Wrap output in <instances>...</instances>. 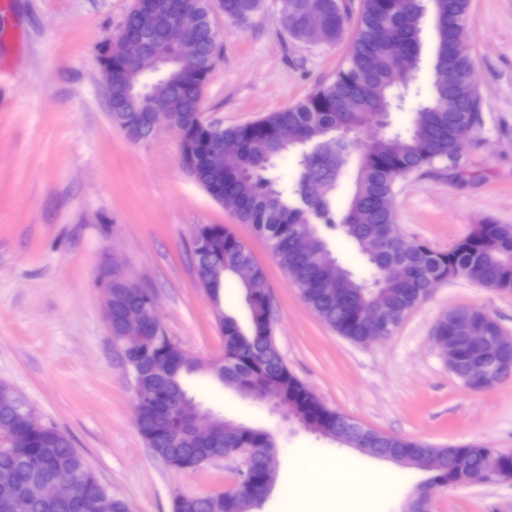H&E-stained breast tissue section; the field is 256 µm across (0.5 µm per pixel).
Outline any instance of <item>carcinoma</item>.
<instances>
[{
  "label": "carcinoma",
  "mask_w": 512,
  "mask_h": 512,
  "mask_svg": "<svg viewBox=\"0 0 512 512\" xmlns=\"http://www.w3.org/2000/svg\"><path fill=\"white\" fill-rule=\"evenodd\" d=\"M224 18L239 24L249 21L260 0H219ZM324 41L333 43L351 20L345 0H322ZM431 9L436 30L432 59V94L415 107L409 129L382 133L365 145L344 138L390 112L397 79L391 70L390 51L399 47L416 69L419 63L420 17ZM468 0H361L358 32L345 64L327 83L303 101L271 112L255 123L204 130L198 115L203 111V87L215 68L220 49L210 19L211 0H138L128 16L124 37L145 43L161 40L178 27L186 29L179 60L165 63L147 78L118 72L112 76V120L134 142L152 139L151 127L141 121L130 123L157 99L171 105L174 120L183 131V159L187 172L207 192L224 199L241 224H250L265 237L289 282L299 290L315 314L337 333L359 343L367 335L360 312L373 306L384 315L400 317L422 300L433 281L448 273L466 277L495 292H512V225L486 223V235L478 240L465 236L448 252H438L415 242L405 251L388 247L365 255L369 277L356 278L336 262L321 229L339 230L363 247L370 235L387 236L396 225L387 200L395 181L437 162H456L463 154L479 121L482 101L467 80L475 59L472 34L467 26ZM283 23L289 35L302 39L308 27L306 0H282ZM453 100L455 110L446 108ZM291 130L295 139L285 144L279 135ZM200 145L217 141L228 163L222 171L207 168L203 151L187 153L188 141ZM297 153L296 174L291 187L278 186L273 162L283 152ZM359 160L353 191L343 212H336V184L350 151ZM201 232L224 238L218 259L195 255L196 266L220 304L224 278L235 276L234 267L252 266V277L240 282L247 318L218 311L233 360L211 367L189 356L174 343L156 348L153 357L137 352L123 356L132 374L142 372L147 380L138 393L141 402L140 434L149 448L166 462L180 457H197L198 467L224 456L226 448H240L245 438L263 431L261 427L236 425L214 416L219 439L170 428L168 416L156 410L161 404L184 400L186 414L203 409L202 403L185 387L186 377L206 371L225 386L245 395L257 383L281 380L288 402L303 420L321 429V435L349 445L363 435L361 448L374 456L393 455L413 466L422 453L439 461V470L428 476L433 486L456 485L463 478L481 475L485 462L472 446L430 445L406 440L375 430L361 433L360 425L325 406L298 381L284 364L270 328V297L264 270L246 247L222 224H201ZM145 313L136 293L118 280L112 281V331L118 335L131 319ZM12 421L13 431L0 441V512H9L8 500L22 499V512H42L38 486L49 492L52 471L67 466L88 469L84 457L73 448L68 436L37 417L28 406H0V423ZM266 455L255 459L251 470L257 475L271 471L277 459L272 434L263 436ZM43 457L44 466L30 470L25 458ZM466 464L463 472L448 470V457ZM261 500L227 493L185 497L173 512H254Z\"/></svg>",
  "instance_id": "cac0c4a2"
}]
</instances>
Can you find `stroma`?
I'll use <instances>...</instances> for the list:
<instances>
[{
  "mask_svg": "<svg viewBox=\"0 0 512 512\" xmlns=\"http://www.w3.org/2000/svg\"><path fill=\"white\" fill-rule=\"evenodd\" d=\"M131 0H9L0 8V386L65 432L99 482L129 512H172L178 496L229 490L242 466L220 458L180 471L148 448L135 421L134 389L104 316L98 276L108 260L158 299L169 338L202 361L222 355L217 313L243 311L239 289L213 302L193 259L198 225L227 226L267 277L271 329L289 371L327 407L365 427L433 445L512 451V376L467 388L434 346L449 309L477 307L512 334V293L454 277L439 282L393 332L357 344L306 304L252 225L213 200L183 169L177 135L132 142L113 123L100 80V49ZM222 61L203 109L245 125L304 100L344 63L351 34L335 43L291 37L282 0H262L247 24L215 11ZM481 121L461 159L397 180L401 235L445 251L473 225L512 224V0H469ZM421 63L390 128L406 129L431 92L435 29L420 19ZM188 390L225 420L267 428L279 464L257 512H404L421 471L371 457L311 432L267 404L205 374ZM346 462L395 481L383 492L297 494L298 474ZM432 512H512V481L450 486Z\"/></svg>",
  "mask_w": 512,
  "mask_h": 512,
  "instance_id": "35a3bbf8",
  "label": "stroma"
}]
</instances>
